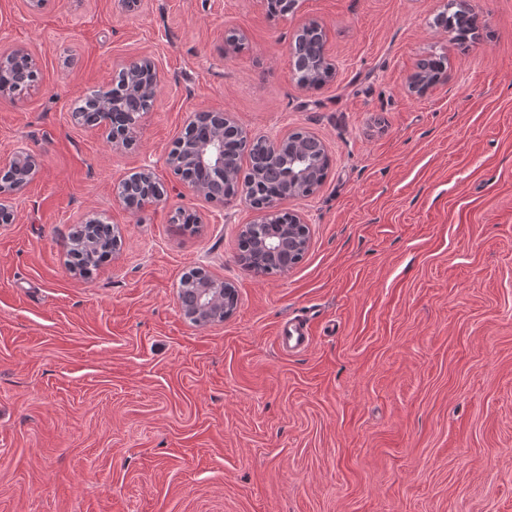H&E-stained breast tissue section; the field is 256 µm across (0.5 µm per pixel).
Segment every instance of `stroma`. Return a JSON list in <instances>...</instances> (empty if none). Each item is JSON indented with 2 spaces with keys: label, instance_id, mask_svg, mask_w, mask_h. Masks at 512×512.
<instances>
[{
  "label": "stroma",
  "instance_id": "stroma-1",
  "mask_svg": "<svg viewBox=\"0 0 512 512\" xmlns=\"http://www.w3.org/2000/svg\"><path fill=\"white\" fill-rule=\"evenodd\" d=\"M466 3L464 49L433 22L448 0H0V50L38 73L0 96V155L39 161L0 225V512H512V0ZM311 21L336 66L317 88L290 54ZM141 55L160 83L115 146L73 112ZM439 55L447 80L412 92ZM198 112L324 141V183L281 204L309 226L287 272L240 263L244 200L167 165ZM146 164L166 198L132 211L116 189ZM93 216L120 243L84 276ZM196 269L235 287L226 320L180 312ZM294 318L311 341L286 351Z\"/></svg>",
  "mask_w": 512,
  "mask_h": 512
}]
</instances>
